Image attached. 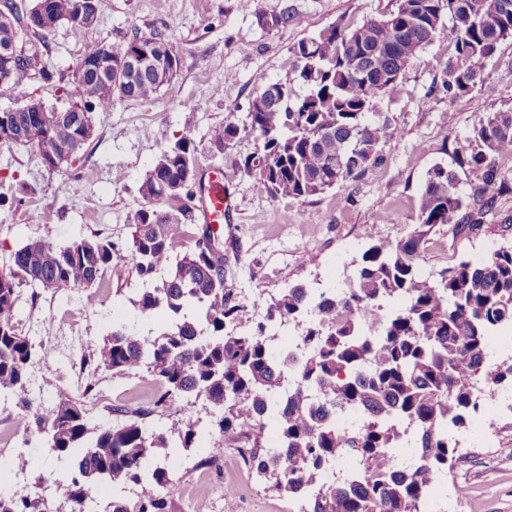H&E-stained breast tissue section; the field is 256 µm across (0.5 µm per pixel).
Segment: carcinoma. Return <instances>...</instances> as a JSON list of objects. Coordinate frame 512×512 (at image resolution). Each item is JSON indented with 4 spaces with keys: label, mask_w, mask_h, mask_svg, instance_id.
<instances>
[{
    "label": "carcinoma",
    "mask_w": 512,
    "mask_h": 512,
    "mask_svg": "<svg viewBox=\"0 0 512 512\" xmlns=\"http://www.w3.org/2000/svg\"><path fill=\"white\" fill-rule=\"evenodd\" d=\"M52 17L37 32L27 26L42 0H0V50L19 42L39 54L46 37L65 24L83 36L80 0H49ZM295 7L259 14L261 26L284 29ZM457 52L443 71L450 99L467 96L485 62L512 38V0H397L389 15L359 24L337 21L288 50L286 82H267L251 99L247 123L228 122L211 147L222 152L243 133L256 150L236 161L272 198L299 201L361 178L382 159L393 134L376 115L379 99L397 91L404 71L442 27ZM149 65L108 89L97 61L112 57V72L136 45ZM169 38L134 34L119 49L84 46L75 79L77 97L65 106L42 102L38 123L24 105L0 115L28 133L25 148L44 158V127L60 134L93 125L94 110L118 100L154 99L173 78L162 47ZM24 69L0 73V99L27 98ZM180 154L166 167L161 152L139 188L143 203L130 213L131 238L122 256L112 240L81 237L61 244L28 241L0 272V402L23 411L30 437L20 455L38 461L31 489L0 486V512H45L37 491L47 473L59 475L70 512H169L179 450H195L199 464L216 461L207 437L241 444L244 464L297 504V512H419L428 492L463 458L459 434L471 427L484 391L512 385V357L495 354L512 329V246L483 260L464 258L424 275L420 261L428 231L444 224L470 230L486 223L487 199L508 189L496 165L512 156V111L492 112L475 127L462 163L482 173L477 206L463 209L455 175L435 165L422 186L417 224L408 235L380 240L362 254L353 276L330 288L295 284L264 301V313L243 321L244 307L224 280V252L197 219L196 204L172 214L168 193L198 145L185 130L173 143ZM136 276L142 287L128 298L135 313L116 303L112 330L93 342L94 371L114 376L146 371L158 382L149 406L118 409L123 420L96 421L86 398L60 392L48 404L34 391L35 341L18 328L23 285L56 296L89 289L106 275ZM295 332L285 344L282 330ZM204 398L210 419L184 410L158 427L146 419L180 399ZM348 458L354 466L325 474ZM129 486L141 492L129 505ZM112 491L106 504L94 488Z\"/></svg>",
    "instance_id": "carcinoma-1"
}]
</instances>
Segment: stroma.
I'll use <instances>...</instances> for the list:
<instances>
[{
    "instance_id": "1",
    "label": "stroma",
    "mask_w": 512,
    "mask_h": 512,
    "mask_svg": "<svg viewBox=\"0 0 512 512\" xmlns=\"http://www.w3.org/2000/svg\"><path fill=\"white\" fill-rule=\"evenodd\" d=\"M292 25L263 28L258 13H274L281 0H100L99 17L75 39L66 26L47 38L42 60L59 80L26 76L27 95L63 106L76 95L75 69L84 43L124 46L133 34L165 33L180 58L168 87L149 101H119L92 114L94 133L60 168H45L34 150L0 147V261L39 237L66 243L91 234L126 246L127 214L141 203L139 187L162 150L192 130L199 169L220 168L231 205L224 222V251L235 264L227 284L240 301L278 296L304 283L324 288L350 275L363 250L381 239L413 230L428 172L438 164L456 176V192L473 204L481 174L461 165L469 136L482 115L512 110V39L503 41L483 70L484 87L452 101L439 91L442 72L454 60L453 43L438 34L400 79L396 94L376 110L397 133L382 144V164L359 180L303 201L270 198L235 165L255 151L253 137L241 136L224 152L209 140L227 122L243 123L249 103L269 81H287L288 49L339 20L362 22L393 11L396 0H291ZM512 245V191L499 195L486 224L473 232L456 225L435 228L427 237L422 268L434 273L453 256L481 255ZM130 285L104 279L94 288L30 301L23 287L20 327L35 336L42 400L74 393L84 376L88 351L69 346L68 337L103 336L112 323V303ZM209 444L223 469L180 470L170 490L173 512H225L224 485L242 486L236 512H289L287 497L254 481L231 442L214 436ZM463 461L444 481L449 512H512V411L488 443L460 437Z\"/></svg>"
}]
</instances>
